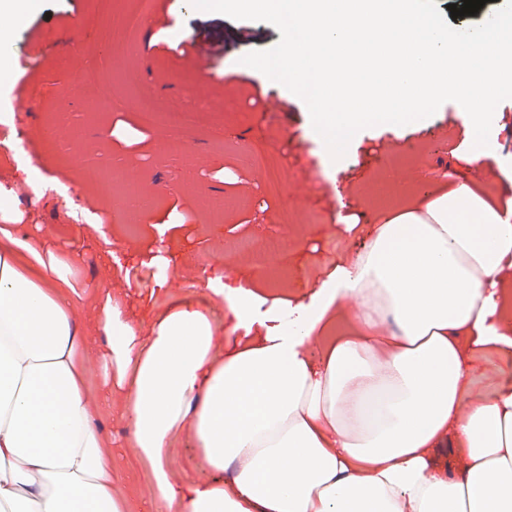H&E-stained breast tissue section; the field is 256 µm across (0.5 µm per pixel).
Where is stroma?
<instances>
[{"label": "stroma", "instance_id": "obj_1", "mask_svg": "<svg viewBox=\"0 0 512 512\" xmlns=\"http://www.w3.org/2000/svg\"><path fill=\"white\" fill-rule=\"evenodd\" d=\"M138 2L37 0L26 21L12 28L11 84L0 86V130L21 145L0 151V186L24 214L21 234L77 253L83 280L122 300L133 320L150 322L175 298L221 311V298L205 289L220 267L232 286L260 281L310 289L323 271L362 250V235L345 226L376 223L390 174L408 194L436 190L451 172L495 201L512 199V180L489 179L469 161L461 107L453 101L397 136L383 125L359 131L345 157L326 168V148L304 101L240 62L280 40L267 22L198 11L188 0L165 6L152 0L151 15L169 11L186 35L222 44L211 77H200L189 56L165 40L132 60L102 66L109 55L107 16ZM75 23L83 35L74 44L68 31ZM64 85L71 89L65 98L58 93ZM19 94L30 99L21 111L12 107ZM141 95L161 106L154 121L139 112ZM175 99L182 102L177 112ZM176 131L185 148L172 154L164 142ZM272 169L282 174L275 192L267 189ZM35 179L42 191H33ZM134 192L149 204L131 213L126 200ZM207 199L228 202L223 223H212ZM288 210L297 215L291 226L282 223ZM161 222L171 225L162 248L173 285L164 289L149 263L151 227ZM274 235L282 251L262 258ZM112 253L118 262L109 261ZM97 420L125 485L148 501L150 480L124 445L127 421L105 408Z\"/></svg>", "mask_w": 512, "mask_h": 512}]
</instances>
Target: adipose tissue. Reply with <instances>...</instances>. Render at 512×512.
I'll return each instance as SVG.
<instances>
[{
	"label": "adipose tissue",
	"mask_w": 512,
	"mask_h": 512,
	"mask_svg": "<svg viewBox=\"0 0 512 512\" xmlns=\"http://www.w3.org/2000/svg\"><path fill=\"white\" fill-rule=\"evenodd\" d=\"M23 219L0 188V512H137L90 409L80 259ZM365 240L301 295L216 274L220 320L175 299L145 328L98 295L153 512H512V383L471 397L479 355L512 356V203L452 178ZM186 426L215 479L171 480Z\"/></svg>",
	"instance_id": "adipose-tissue-1"
}]
</instances>
